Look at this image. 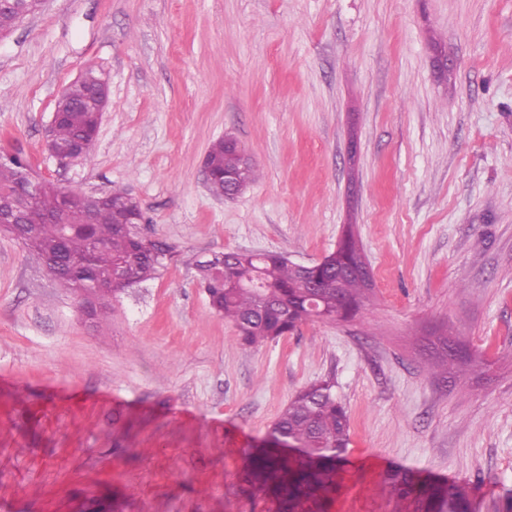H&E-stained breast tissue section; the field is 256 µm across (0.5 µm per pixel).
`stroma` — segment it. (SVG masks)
<instances>
[{
    "instance_id": "obj_1",
    "label": "stroma",
    "mask_w": 512,
    "mask_h": 512,
    "mask_svg": "<svg viewBox=\"0 0 512 512\" xmlns=\"http://www.w3.org/2000/svg\"><path fill=\"white\" fill-rule=\"evenodd\" d=\"M101 72L97 139L62 167L63 89ZM256 179L216 199L224 136ZM61 188H122L173 256L85 319L0 235V512H276L250 448L330 379L351 444L329 512H415L394 473L512 512V0H47L0 39V148ZM353 225L361 313L253 349L190 259L309 264ZM459 344L447 378L440 338Z\"/></svg>"
}]
</instances>
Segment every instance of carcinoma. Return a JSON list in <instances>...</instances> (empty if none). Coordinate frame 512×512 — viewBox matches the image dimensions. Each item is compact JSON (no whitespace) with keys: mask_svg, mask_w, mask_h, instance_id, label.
I'll return each instance as SVG.
<instances>
[{"mask_svg":"<svg viewBox=\"0 0 512 512\" xmlns=\"http://www.w3.org/2000/svg\"><path fill=\"white\" fill-rule=\"evenodd\" d=\"M37 13L36 0H14L0 12V29L12 30ZM56 108L67 112L53 129V143L65 147L89 132L96 123L97 102L85 82L76 80ZM217 175L210 185L215 195L224 193L222 175L233 174L246 187L255 179L252 162L239 143L225 137L214 141L206 154ZM31 163L21 157L0 163V189L20 183ZM127 193L109 192L96 224L75 223L76 213L62 212L63 193L47 183L33 199L25 221L30 228L16 237L29 256L45 266L59 262L53 277L69 292L90 284L103 288L113 272L123 268L134 281L155 279L166 269L171 246L156 240L137 246L124 225L114 223L110 209L124 204ZM363 257L352 226H347L336 250L323 257L306 274L277 252L228 251L222 253L224 279L211 276L204 261L195 262L197 279L211 309L232 322L242 342L259 347L294 330L298 324L319 318L347 319L362 306L368 284L348 271ZM276 440L298 442L296 448H258L248 454L242 474L244 483L270 492L277 512H324V504L336 490V473L349 446L348 414L337 399L331 380L315 381L301 389L273 423ZM401 500L417 493L407 475L389 483ZM464 494L454 486L440 490L426 512H464Z\"/></svg>","mask_w":512,"mask_h":512,"instance_id":"obj_1","label":"carcinoma"}]
</instances>
